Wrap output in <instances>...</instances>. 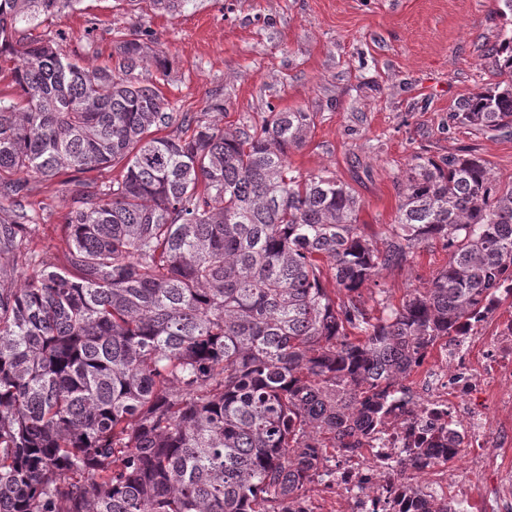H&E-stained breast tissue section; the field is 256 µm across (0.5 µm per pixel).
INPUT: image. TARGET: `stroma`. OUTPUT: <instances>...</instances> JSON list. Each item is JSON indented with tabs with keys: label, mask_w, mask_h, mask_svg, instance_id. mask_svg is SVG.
Returning <instances> with one entry per match:
<instances>
[{
	"label": "stroma",
	"mask_w": 512,
	"mask_h": 512,
	"mask_svg": "<svg viewBox=\"0 0 512 512\" xmlns=\"http://www.w3.org/2000/svg\"><path fill=\"white\" fill-rule=\"evenodd\" d=\"M134 26L150 30V49L169 61L157 86L172 111L206 112L218 102L228 129L272 109L313 114L306 145L289 160L301 173L349 184L374 242L396 220L414 155L467 150L500 184L512 183V127L448 123L459 101L497 80L487 49L507 29L493 0H184L174 13L151 0H79L31 34L55 36L59 53L100 67ZM29 187V207L49 216L35 247L61 256L66 186L57 177ZM448 258L441 243L420 245L405 267L382 271L377 287L364 290L368 307L378 316L398 306Z\"/></svg>",
	"instance_id": "35a3bbf8"
}]
</instances>
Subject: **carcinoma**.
Listing matches in <instances>:
<instances>
[{
    "label": "carcinoma",
    "mask_w": 512,
    "mask_h": 512,
    "mask_svg": "<svg viewBox=\"0 0 512 512\" xmlns=\"http://www.w3.org/2000/svg\"><path fill=\"white\" fill-rule=\"evenodd\" d=\"M71 3L0 0V512H292L512 277V184L470 153L416 155L379 250L348 184L288 161L313 115H176L134 76L167 71L140 28L113 68L17 37ZM489 53L502 80L457 124H512V36ZM63 171L60 266L32 247L22 176ZM429 242L448 264L373 316L363 287Z\"/></svg>",
    "instance_id": "carcinoma-1"
}]
</instances>
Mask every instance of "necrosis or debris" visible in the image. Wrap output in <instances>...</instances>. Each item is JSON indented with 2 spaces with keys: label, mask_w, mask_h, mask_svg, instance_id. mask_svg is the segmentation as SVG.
Listing matches in <instances>:
<instances>
[{
  "label": "necrosis or debris",
  "mask_w": 512,
  "mask_h": 512,
  "mask_svg": "<svg viewBox=\"0 0 512 512\" xmlns=\"http://www.w3.org/2000/svg\"><path fill=\"white\" fill-rule=\"evenodd\" d=\"M512 288L493 290L479 316L422 357L415 381L393 392L384 422L315 482L335 504L305 498L301 512H512ZM471 449L463 469L454 463ZM422 482L406 480V472Z\"/></svg>",
  "instance_id": "necrosis-or-debris-1"
}]
</instances>
